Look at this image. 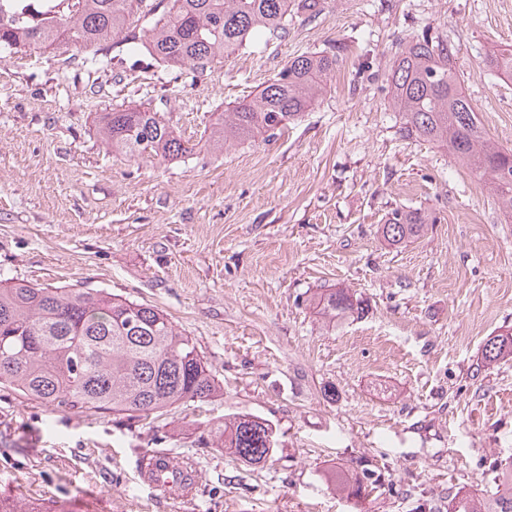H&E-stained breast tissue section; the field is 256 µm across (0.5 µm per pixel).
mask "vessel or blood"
Masks as SVG:
<instances>
[{
	"label": "vessel or blood",
	"instance_id": "1",
	"mask_svg": "<svg viewBox=\"0 0 512 512\" xmlns=\"http://www.w3.org/2000/svg\"><path fill=\"white\" fill-rule=\"evenodd\" d=\"M137 474L150 488L184 502L192 500L199 479L198 466L192 459L176 461L166 454L139 463Z\"/></svg>",
	"mask_w": 512,
	"mask_h": 512
}]
</instances>
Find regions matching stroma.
I'll use <instances>...</instances> for the list:
<instances>
[{
	"mask_svg": "<svg viewBox=\"0 0 512 512\" xmlns=\"http://www.w3.org/2000/svg\"><path fill=\"white\" fill-rule=\"evenodd\" d=\"M425 28L455 44L482 129L512 148V79L488 64L512 46V0H322L201 76L122 43L106 67L82 48L0 60V278L155 306L224 385L131 430L0 386V494L60 512L89 486L107 512H448L457 491H494L512 466V361L484 367L481 350L512 329V217L490 176L399 132L387 72L399 40ZM337 46L301 118L213 147L225 109L288 60ZM136 107L193 153L106 150L99 114ZM398 207L432 222L392 245L382 226ZM335 287L367 309L332 330L309 298ZM234 413L275 427L265 464L206 441ZM157 446L197 461L193 504L140 481L138 454ZM340 464L380 486L342 498L328 480Z\"/></svg>",
	"mask_w": 512,
	"mask_h": 512,
	"instance_id": "1",
	"label": "stroma"
}]
</instances>
